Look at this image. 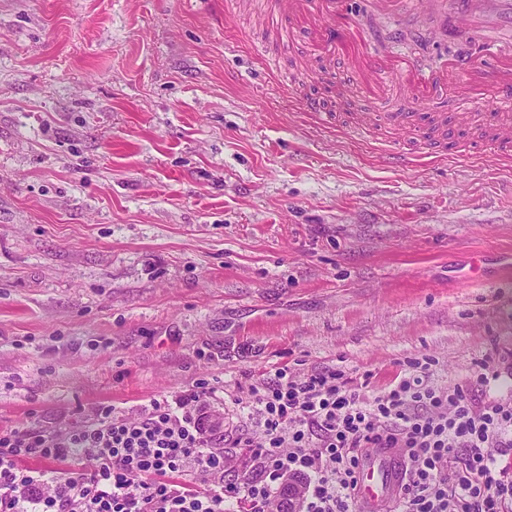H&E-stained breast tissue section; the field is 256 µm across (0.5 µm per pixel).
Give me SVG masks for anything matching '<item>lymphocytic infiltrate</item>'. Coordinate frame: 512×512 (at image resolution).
<instances>
[{
    "mask_svg": "<svg viewBox=\"0 0 512 512\" xmlns=\"http://www.w3.org/2000/svg\"><path fill=\"white\" fill-rule=\"evenodd\" d=\"M202 395L155 399L137 419L109 406L69 427L0 430V512H225L245 499L274 512L283 479L305 480L303 512H354L365 448L402 451L397 512H512V406L476 402L462 387H435L412 363L378 395L340 369L303 378L280 372L254 388L248 413L262 439L241 434L249 477L224 483V454L201 427ZM87 464L67 477L24 460Z\"/></svg>",
    "mask_w": 512,
    "mask_h": 512,
    "instance_id": "obj_1",
    "label": "lymphocytic infiltrate"
}]
</instances>
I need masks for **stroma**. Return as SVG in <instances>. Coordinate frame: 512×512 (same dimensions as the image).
<instances>
[{
    "label": "stroma",
    "instance_id": "35a3bbf8",
    "mask_svg": "<svg viewBox=\"0 0 512 512\" xmlns=\"http://www.w3.org/2000/svg\"><path fill=\"white\" fill-rule=\"evenodd\" d=\"M267 0H0V428L58 427L111 405L203 386L224 425V481L243 485L241 412L279 371L339 368L378 394L432 358L466 385L496 350L512 396V166L477 148L386 162L406 98L366 94L342 52L275 40ZM344 10L376 51L477 68L460 0ZM267 47L299 96L322 83L338 127L318 128L254 56Z\"/></svg>",
    "mask_w": 512,
    "mask_h": 512
}]
</instances>
